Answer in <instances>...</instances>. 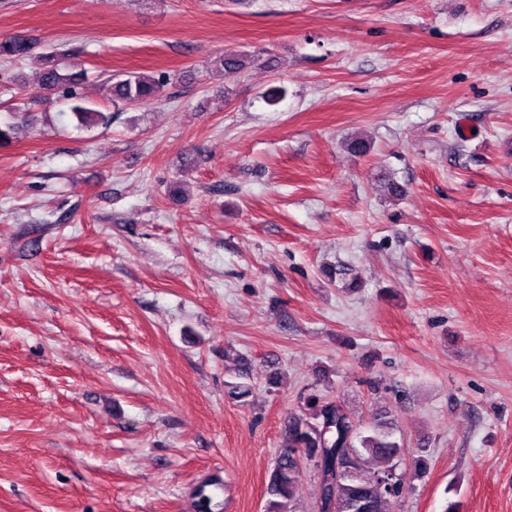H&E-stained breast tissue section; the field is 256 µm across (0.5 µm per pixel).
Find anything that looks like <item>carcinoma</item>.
Segmentation results:
<instances>
[{
    "mask_svg": "<svg viewBox=\"0 0 512 512\" xmlns=\"http://www.w3.org/2000/svg\"><path fill=\"white\" fill-rule=\"evenodd\" d=\"M35 43L27 38L0 40V58L19 60L33 53ZM252 56L226 53L219 58L221 69L237 74ZM41 84L60 90L71 102L70 110L80 121L97 122L101 113L86 107L76 92L74 76L63 73L61 55H41ZM167 75L133 73L109 82L112 100L127 104H147L161 93ZM306 410L288 416L282 446L268 482L266 512H304L297 490L310 462L319 480L314 512H394V499L402 483L400 469L406 448L394 439L395 425L387 413L376 411L368 428L340 402L310 394L303 399ZM220 479L211 478L194 494L195 512H216L219 508Z\"/></svg>",
    "mask_w": 512,
    "mask_h": 512,
    "instance_id": "1",
    "label": "carcinoma"
}]
</instances>
